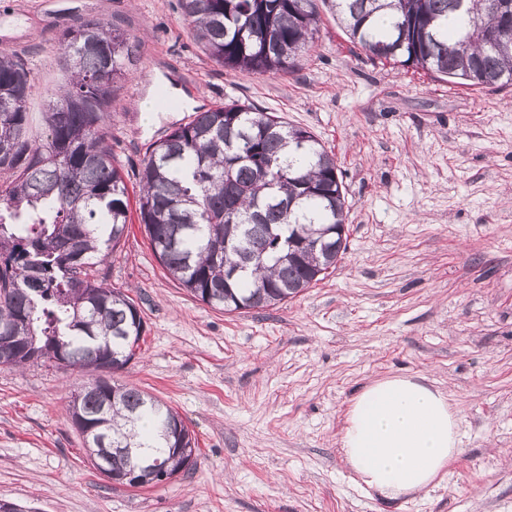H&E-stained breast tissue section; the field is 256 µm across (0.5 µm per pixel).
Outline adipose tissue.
Listing matches in <instances>:
<instances>
[{
    "label": "adipose tissue",
    "instance_id": "1",
    "mask_svg": "<svg viewBox=\"0 0 512 512\" xmlns=\"http://www.w3.org/2000/svg\"><path fill=\"white\" fill-rule=\"evenodd\" d=\"M340 445L362 488L387 499L417 495L458 456L459 417L448 393L418 378L375 379L352 397Z\"/></svg>",
    "mask_w": 512,
    "mask_h": 512
}]
</instances>
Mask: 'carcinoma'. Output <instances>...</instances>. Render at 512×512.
Listing matches in <instances>:
<instances>
[{
    "label": "carcinoma",
    "mask_w": 512,
    "mask_h": 512,
    "mask_svg": "<svg viewBox=\"0 0 512 512\" xmlns=\"http://www.w3.org/2000/svg\"><path fill=\"white\" fill-rule=\"evenodd\" d=\"M373 59L450 82H512V0H178L218 65L287 72L314 39L319 4ZM139 41L97 19L63 35V81L44 90L0 52V342L8 362L78 371L68 412L104 477L154 462L180 473L195 441L163 402L104 376L136 354L138 304L96 277L126 236L130 200L112 155V98ZM139 224L168 274L224 312L266 309L323 280L347 249L343 176L310 131L238 100L195 112L153 143L140 172ZM232 266L242 270L226 278Z\"/></svg>",
    "instance_id": "cac0c4a2"
}]
</instances>
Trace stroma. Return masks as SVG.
<instances>
[{
    "label": "stroma",
    "instance_id": "stroma-1",
    "mask_svg": "<svg viewBox=\"0 0 512 512\" xmlns=\"http://www.w3.org/2000/svg\"><path fill=\"white\" fill-rule=\"evenodd\" d=\"M320 16L295 68L260 75L213 62L177 0H0V50L41 87L60 83L57 47L76 18L140 41L112 101L129 189L150 144L235 99L311 131L350 207L347 250L325 279L231 314L194 300L131 224L97 272L145 325L114 378L180 415L196 463L157 485H113L65 411L78 375L2 366L0 499L32 512H512V84L370 59ZM152 87L179 108L143 116ZM391 375L446 390L461 420L444 478L397 501L358 486L338 444L356 389Z\"/></svg>",
    "mask_w": 512,
    "mask_h": 512
}]
</instances>
